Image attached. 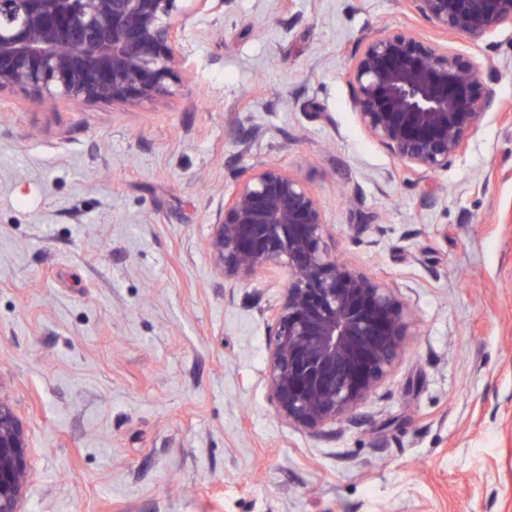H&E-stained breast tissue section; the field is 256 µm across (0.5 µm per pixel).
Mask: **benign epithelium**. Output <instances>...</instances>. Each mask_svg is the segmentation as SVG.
<instances>
[{
	"label": "benign epithelium",
	"mask_w": 512,
	"mask_h": 512,
	"mask_svg": "<svg viewBox=\"0 0 512 512\" xmlns=\"http://www.w3.org/2000/svg\"><path fill=\"white\" fill-rule=\"evenodd\" d=\"M211 0H0V91L25 86L75 105L151 103L180 79L187 24ZM440 31L480 41L512 24V0H408ZM480 64L434 41L379 30L348 67L368 134L408 169L434 173L463 152L494 106ZM319 200L274 166L250 169L224 199L209 240L226 277L288 271L276 311L268 389L291 426L317 431L347 416L404 353L409 308L336 258ZM28 437L0 395V512H20Z\"/></svg>",
	"instance_id": "1"
}]
</instances>
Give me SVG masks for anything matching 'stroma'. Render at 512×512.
<instances>
[{
    "label": "stroma",
    "instance_id": "35a3bbf8",
    "mask_svg": "<svg viewBox=\"0 0 512 512\" xmlns=\"http://www.w3.org/2000/svg\"><path fill=\"white\" fill-rule=\"evenodd\" d=\"M407 0H215L152 103L0 92V394L24 423L21 512H512V25L472 43L495 105L446 170H407L353 108ZM319 199L328 245L410 308L348 416L288 425L267 385L288 272L220 274L243 171Z\"/></svg>",
    "mask_w": 512,
    "mask_h": 512
}]
</instances>
